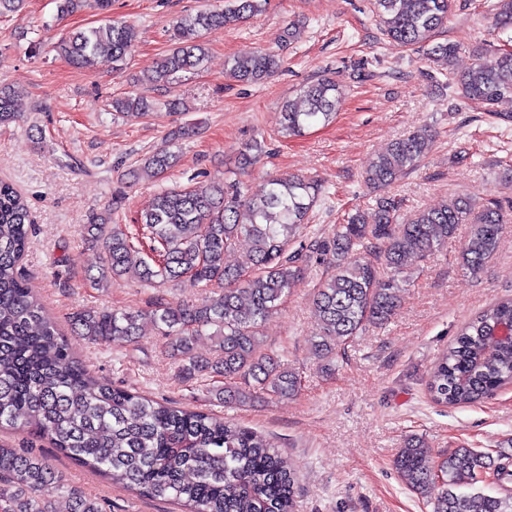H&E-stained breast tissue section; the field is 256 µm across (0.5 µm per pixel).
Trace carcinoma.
<instances>
[{"label":"carcinoma","mask_w":512,"mask_h":512,"mask_svg":"<svg viewBox=\"0 0 512 512\" xmlns=\"http://www.w3.org/2000/svg\"><path fill=\"white\" fill-rule=\"evenodd\" d=\"M267 0H224L179 18L173 47L139 79L149 90L170 83L178 72L199 69L207 56L202 37L215 27L243 24L265 10ZM455 0H374L380 30L403 48L428 59H444V76L462 97L504 122L512 113L497 111L512 99V44L473 49L474 63L457 72L456 44L436 41L454 15ZM493 24L512 30V0L493 4ZM137 42L135 28L106 19L98 26L68 33L56 51L77 68L112 59L113 71L127 65ZM279 57L245 50L227 64V78L258 84L275 74ZM19 92L0 83V125L16 121ZM342 85L323 76L299 89V100L281 104L285 137L335 120ZM152 103L142 92L112 98V111L148 114ZM432 137L412 133L395 140L363 174L364 182L386 187L416 169L430 150ZM176 152L165 148L146 158L137 179L156 178L175 166ZM322 184L299 175L271 176L257 195L236 179L192 189H167L153 199L137 223L149 229L161 249L148 255L136 249L110 215L96 214L84 233L100 250L95 288H106L129 273L148 284L190 277L204 295L195 303L167 302L149 311L117 309L75 313L74 325L97 342L124 344L139 338V321L148 316L186 375H217L239 381L215 387L219 401L246 404L259 398H283L301 388L299 375L264 348L262 327L278 312L304 278L307 256L295 243L310 238L309 248L333 272L315 295L319 332L315 357L329 368L336 341L358 335L368 325H383L399 300L408 261L424 262L461 224L470 225L460 264L479 271L495 252L506 223L500 206H476L471 196L399 219V202L378 197L370 210H356L333 236L312 235L310 214ZM31 232L27 203L10 183L0 180V427L43 436L79 465L142 496H170L186 512H294L296 477L285 470L277 449L256 432L205 411L158 402L112 385L73 357L62 331L23 275L21 261ZM242 239L252 248L245 262L224 265V255ZM512 324V298L489 305L467 322L435 364L428 388L435 401L467 406L512 384V339L494 340ZM207 336L213 356L193 355L197 339ZM394 466L403 483L431 499L433 512H512V494L495 496L486 488L512 476L501 459L472 448H457L440 460L424 451L418 437L406 439ZM68 491L65 475L50 460L0 444V512H53L51 496Z\"/></svg>","instance_id":"obj_1"}]
</instances>
